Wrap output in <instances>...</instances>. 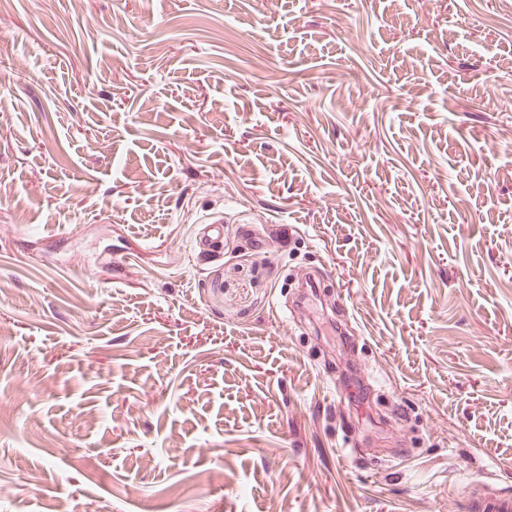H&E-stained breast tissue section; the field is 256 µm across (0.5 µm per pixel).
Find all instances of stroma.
<instances>
[{"label":"stroma","instance_id":"1","mask_svg":"<svg viewBox=\"0 0 512 512\" xmlns=\"http://www.w3.org/2000/svg\"><path fill=\"white\" fill-rule=\"evenodd\" d=\"M507 99L512 0H0V512L512 501ZM201 223L205 225L195 238V247L200 252H210L224 238V217L208 218Z\"/></svg>","mask_w":512,"mask_h":512}]
</instances>
